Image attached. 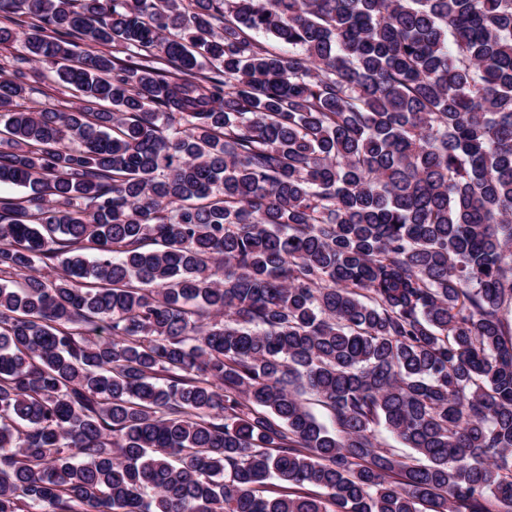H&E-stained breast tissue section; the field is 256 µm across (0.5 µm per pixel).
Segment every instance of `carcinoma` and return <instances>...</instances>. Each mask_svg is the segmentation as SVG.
<instances>
[{
    "label": "carcinoma",
    "mask_w": 512,
    "mask_h": 512,
    "mask_svg": "<svg viewBox=\"0 0 512 512\" xmlns=\"http://www.w3.org/2000/svg\"><path fill=\"white\" fill-rule=\"evenodd\" d=\"M73 2L0 0L79 102L0 78V512H512V0ZM28 83L31 91L25 98L16 100L15 108L17 109L52 108L59 112H67L77 102L70 89L64 87L53 73L41 68L35 77L28 80Z\"/></svg>",
    "instance_id": "1"
}]
</instances>
